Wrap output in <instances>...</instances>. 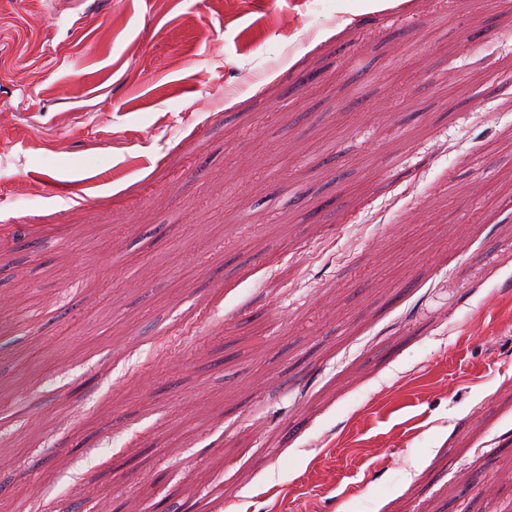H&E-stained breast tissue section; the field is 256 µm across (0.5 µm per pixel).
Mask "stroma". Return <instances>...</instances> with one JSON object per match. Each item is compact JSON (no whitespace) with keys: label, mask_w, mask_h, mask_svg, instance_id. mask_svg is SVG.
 Masks as SVG:
<instances>
[{"label":"stroma","mask_w":512,"mask_h":512,"mask_svg":"<svg viewBox=\"0 0 512 512\" xmlns=\"http://www.w3.org/2000/svg\"><path fill=\"white\" fill-rule=\"evenodd\" d=\"M104 500L512 512V8L0 0V512Z\"/></svg>","instance_id":"35a3bbf8"}]
</instances>
